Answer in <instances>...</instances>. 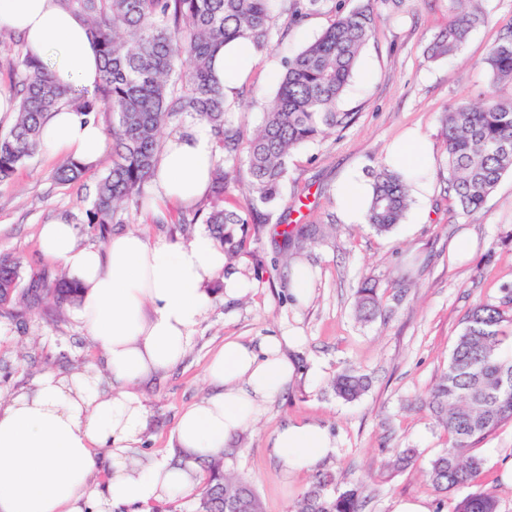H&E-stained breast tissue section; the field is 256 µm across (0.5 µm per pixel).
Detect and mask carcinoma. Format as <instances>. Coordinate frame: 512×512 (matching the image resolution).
Wrapping results in <instances>:
<instances>
[{
  "mask_svg": "<svg viewBox=\"0 0 512 512\" xmlns=\"http://www.w3.org/2000/svg\"><path fill=\"white\" fill-rule=\"evenodd\" d=\"M83 18L96 40L103 62V78L93 91L63 87L49 66L28 55L7 60L14 77L17 101L9 129L0 132V181L40 148L42 126L61 105L92 113H112V164L97 188L88 223L105 231L108 224H124L122 205L140 201L162 151L163 130L184 116L207 122L219 159L210 193L195 210L191 222L208 225L224 242L225 227L261 224L282 199V186L293 151L349 126L352 112L336 111L351 80L362 49L379 32L377 0H355L334 6L335 19L313 42L284 61L278 91L265 108L262 126L250 137L226 119V101L213 82L209 60L229 39L250 40L260 53L272 48L280 30L300 26L329 0H59ZM448 25L428 47L437 61L457 54L485 15L481 0H448ZM485 64L490 85L512 83V32L489 50ZM448 191L460 214L480 210L502 176L512 172V102L489 92L478 106L455 103L441 113ZM86 166L67 160L55 176L75 181ZM247 182L248 207L224 209V195ZM407 176L388 165L373 176L366 223L379 234L391 233L409 207ZM313 224H296L282 232L283 249H300L315 238ZM20 262L0 255V309L31 308L40 292L58 309L75 304L78 285L64 275L45 288H24ZM495 302L475 305L448 359V366L429 392V408L448 434V447L430 462L428 480L439 492L472 484L482 459L474 445L501 424L512 421V350L504 349L506 328H512V284L500 289ZM356 316L371 321L383 306L375 288L362 283L355 303ZM367 377L354 368L342 370L334 382L336 395L358 399L367 390ZM329 475L320 474L294 505V512H363L358 490L338 493L326 488ZM490 489H477L460 499L453 512H497ZM194 512H263L254 486L237 476L220 459L206 463Z\"/></svg>",
  "mask_w": 512,
  "mask_h": 512,
  "instance_id": "cac0c4a2",
  "label": "carcinoma"
}]
</instances>
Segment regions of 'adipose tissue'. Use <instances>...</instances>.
Masks as SVG:
<instances>
[{"instance_id": "ef3b65f1", "label": "adipose tissue", "mask_w": 512, "mask_h": 512, "mask_svg": "<svg viewBox=\"0 0 512 512\" xmlns=\"http://www.w3.org/2000/svg\"><path fill=\"white\" fill-rule=\"evenodd\" d=\"M0 29L19 34L27 53L48 62L64 86L94 88L102 76L96 41L86 23L59 0H0ZM259 54L246 40L216 49L212 75L233 100ZM103 126L62 106L41 132V145L69 159L90 162L107 146ZM216 160L210 126L194 121L170 135L150 179L151 211L195 206L211 188ZM389 165L413 174L414 192L429 194L426 143L408 132L389 152ZM368 188L361 171L349 170L336 189L345 223L365 221ZM40 247L81 288L76 317L104 358L105 375L58 376L47 371L33 386L0 405V512H112L118 504H150L199 485L201 460L221 454L227 440L247 428L295 378L283 337L253 345L229 340L206 367L209 391L184 408L175 436L179 464L139 452L146 411L136 388L176 367L210 304L209 285L224 283L228 297L249 285L224 272L225 257L208 235L173 245L134 231L112 234L100 247L82 243L76 225L60 219L42 225ZM335 446L316 422L290 423L271 440L285 471H309ZM111 472L105 492L92 482L96 452Z\"/></svg>"}]
</instances>
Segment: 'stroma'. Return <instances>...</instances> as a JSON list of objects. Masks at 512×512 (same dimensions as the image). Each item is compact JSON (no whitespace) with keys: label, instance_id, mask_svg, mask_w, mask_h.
Listing matches in <instances>:
<instances>
[{"label":"stroma","instance_id":"obj_1","mask_svg":"<svg viewBox=\"0 0 512 512\" xmlns=\"http://www.w3.org/2000/svg\"><path fill=\"white\" fill-rule=\"evenodd\" d=\"M484 6V23L449 60L427 58L434 36L448 24L447 0H404L381 25L338 103L339 111L354 113L353 122L292 155L283 200L268 209L267 223L234 228L244 245L227 258V270L251 282L250 292L228 299L222 282L212 284V303L184 359L139 387L146 406L141 452L163 462L174 456L178 416L206 393V365L224 341L256 344L271 333L290 334L300 339L286 350L295 364L293 385L254 425L227 442L228 465L252 481L265 512H291L319 472L335 473L339 487H358L365 512H391L398 498L422 499L432 512H452L457 499L467 495L464 487L437 493L428 481L430 462L447 447L448 435L425 400L448 365L468 311L512 283V243L499 240L503 228L512 225V172L469 216L459 214L440 176L446 154L438 118L451 104L479 102L489 84L484 60L512 27V0H485ZM331 19L328 11L311 15L260 54L243 93L227 106L228 120L256 130L277 92L282 58L314 41ZM410 129L431 146L427 201L412 198L403 222L388 235L367 224L342 223L336 186L343 172L356 167L372 177L386 164L391 144ZM110 162V153H103L87 163L80 181L63 184L54 178L60 157L42 149L0 182V254L20 257L25 286L60 272L40 251L41 225L64 219L79 226L85 244L102 245L87 213ZM185 214L170 207L157 219L142 208L130 227L151 240L186 243L207 227L184 223ZM288 224L327 227L322 239L297 255L312 274L302 304L290 298V268L281 251L280 233ZM463 235L473 250L460 261L453 244ZM366 280L375 284L383 304L381 316L371 322L355 315L356 292ZM347 367L369 380L368 390L353 401L341 399L333 388ZM47 370L63 376L104 370L100 350L72 307L49 314L36 310L21 322L0 310V397L27 390ZM307 421L324 426L337 448L317 471H285L270 441L287 423ZM405 448L415 453L413 465L391 471L389 459ZM474 452L483 461L479 486L494 492L498 512H512V483L502 477L504 461L512 459V422L485 436Z\"/></svg>","mask_w":512,"mask_h":512}]
</instances>
